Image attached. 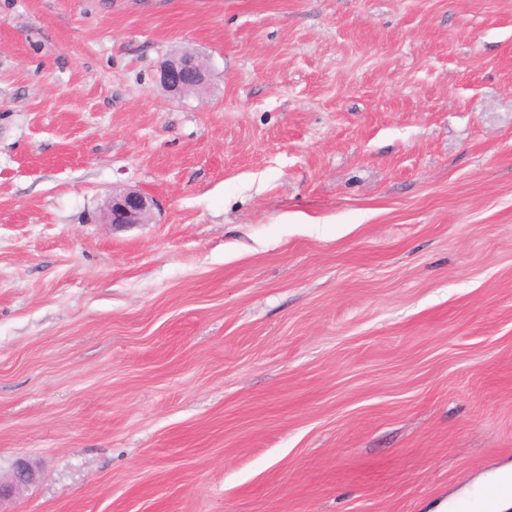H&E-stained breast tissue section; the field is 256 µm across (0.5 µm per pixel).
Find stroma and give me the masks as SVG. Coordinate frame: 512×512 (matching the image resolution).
<instances>
[{"instance_id": "stroma-1", "label": "stroma", "mask_w": 512, "mask_h": 512, "mask_svg": "<svg viewBox=\"0 0 512 512\" xmlns=\"http://www.w3.org/2000/svg\"><path fill=\"white\" fill-rule=\"evenodd\" d=\"M20 457L5 512H446L512 471V0H0ZM207 80V70L192 52L181 51L162 65L160 82L170 92L199 91ZM155 206L153 198L139 189L112 191L105 199L103 220L112 229L146 224L151 220ZM36 478L32 463L25 458H18L12 468V473L5 481L0 479V506L5 500L12 498L16 492Z\"/></svg>"}]
</instances>
